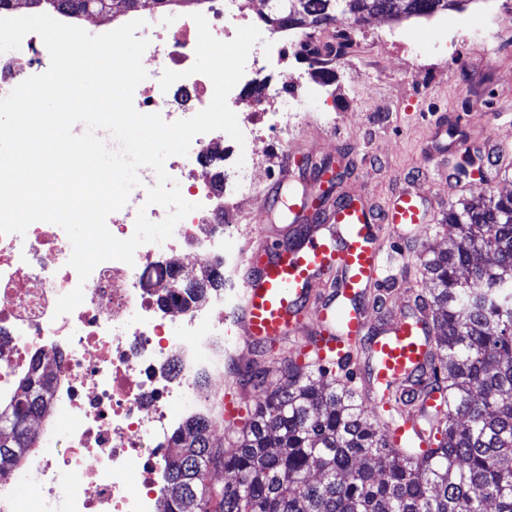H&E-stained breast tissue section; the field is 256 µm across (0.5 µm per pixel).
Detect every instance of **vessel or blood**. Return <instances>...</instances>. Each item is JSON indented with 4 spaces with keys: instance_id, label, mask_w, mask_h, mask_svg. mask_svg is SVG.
<instances>
[{
    "instance_id": "b4317fda",
    "label": "vessel or blood",
    "mask_w": 512,
    "mask_h": 512,
    "mask_svg": "<svg viewBox=\"0 0 512 512\" xmlns=\"http://www.w3.org/2000/svg\"><path fill=\"white\" fill-rule=\"evenodd\" d=\"M283 176L302 192L288 206V221L269 224L271 242L246 254L243 282L231 317L246 346L274 345L305 335L316 338L320 356L352 355L369 374L365 391L389 405L399 396L410 416L392 422L390 432L422 448L438 410L422 382L427 369L431 326L426 313L373 317L370 291L392 279L389 261L376 245L387 230L411 235L430 221L426 197L403 190L382 211L367 203L366 192H348L329 206L319 205L324 184L337 181L334 166L296 173L291 160Z\"/></svg>"
}]
</instances>
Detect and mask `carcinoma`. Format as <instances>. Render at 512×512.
Listing matches in <instances>:
<instances>
[{"label": "carcinoma", "instance_id": "obj_1", "mask_svg": "<svg viewBox=\"0 0 512 512\" xmlns=\"http://www.w3.org/2000/svg\"><path fill=\"white\" fill-rule=\"evenodd\" d=\"M74 14L105 16L140 0H59ZM374 15L431 17L464 0H350ZM336 23V0H270L264 22L279 29ZM326 53L303 55L325 64L339 57L347 35ZM448 249L422 259L431 287L415 296L429 311L434 340L431 378L448 398L429 448H396L387 433L393 410L364 402L355 375L312 352L298 363L262 355L253 388L260 401L239 428L233 451L213 442L212 415L189 418L174 440L181 448L166 471L170 512H512V193L478 196L448 208ZM224 277L204 271L184 289L191 300ZM318 378H313V374ZM43 379L20 381L0 404V478L12 475L35 447L28 421L48 415ZM222 465L238 480L217 489L209 468Z\"/></svg>", "mask_w": 512, "mask_h": 512}]
</instances>
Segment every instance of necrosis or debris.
<instances>
[{"mask_svg":"<svg viewBox=\"0 0 512 512\" xmlns=\"http://www.w3.org/2000/svg\"><path fill=\"white\" fill-rule=\"evenodd\" d=\"M43 13L90 34L112 31L146 19L139 31L149 39V57L159 64L134 92L142 113L168 122L186 118L187 106H205L212 81L190 74L197 27L191 12L205 16L212 34L232 40L253 18L238 0H197L193 10H172L166 21L156 14L128 10L84 22L46 4ZM38 34L26 35L20 53L0 57V95L50 66ZM180 72L161 89L162 70ZM291 74L268 84L239 117L245 139L281 140L298 127L302 115ZM222 134L197 135L187 155L174 159L170 177L197 204L162 244L137 248L133 264L108 260L80 280L69 266L72 246L59 225L38 221L24 234L0 235V400L12 399L28 374L51 381L53 410L66 421L68 439L58 444L54 422L34 418L37 436L27 476L40 488L25 507L0 488V512H169L162 493L165 468L177 455L174 432L188 418L208 414L224 393V363L238 348L236 329L224 318V291L209 289L199 302L171 299L168 287L190 269L224 267V238L247 236L250 225L228 224L225 212L238 208L254 189L251 169L225 168ZM218 170L229 195L202 179ZM157 178L142 170L140 186L107 226L120 239L135 232L138 211L161 221L166 208L147 202ZM82 288L83 301L71 313L56 315L59 297Z\"/></svg>","mask_w":512,"mask_h":512,"instance_id":"necrosis-or-debris-1","label":"necrosis or debris"}]
</instances>
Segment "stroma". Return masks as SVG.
<instances>
[{"label": "stroma", "instance_id": "stroma-1", "mask_svg": "<svg viewBox=\"0 0 512 512\" xmlns=\"http://www.w3.org/2000/svg\"><path fill=\"white\" fill-rule=\"evenodd\" d=\"M362 28L369 41H354L330 79L308 60L275 57L243 75V94L252 98L255 86L287 72L300 78L310 120L289 135L288 149L342 162L333 193L368 190L378 209L408 185L427 194L434 221L420 236L383 243L394 260L396 283L385 293L396 312L425 288L419 253L447 248L449 206L512 192V23L499 0H470L430 19L372 17Z\"/></svg>", "mask_w": 512, "mask_h": 512}]
</instances>
